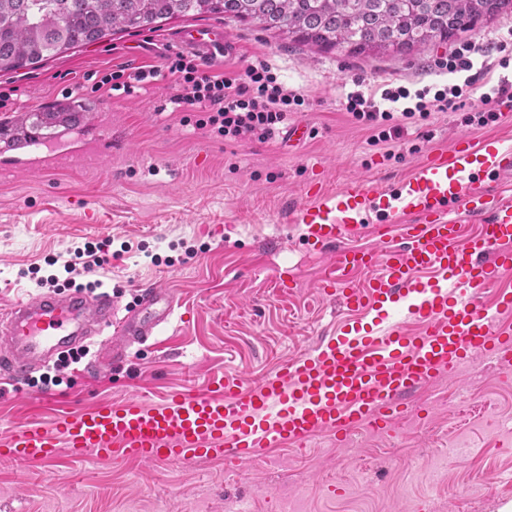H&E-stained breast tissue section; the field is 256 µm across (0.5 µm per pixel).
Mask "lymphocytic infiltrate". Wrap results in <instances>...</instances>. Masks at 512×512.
Segmentation results:
<instances>
[{
	"instance_id": "1",
	"label": "lymphocytic infiltrate",
	"mask_w": 512,
	"mask_h": 512,
	"mask_svg": "<svg viewBox=\"0 0 512 512\" xmlns=\"http://www.w3.org/2000/svg\"><path fill=\"white\" fill-rule=\"evenodd\" d=\"M492 52L497 55L496 67H512V29L500 35L493 46L466 41L435 58V73L452 77L441 89L434 91L425 86L412 90L388 79L380 96L349 93L345 110L353 123L372 131L374 142L392 140L401 136L404 124H418L431 113L464 111L479 79L473 71L474 59ZM158 77L169 81L174 91L172 104L198 112V129L229 141H268L288 113L300 111L305 103L304 96L285 89L271 66L262 60L242 69L206 71L196 58L178 52L165 55L162 65L140 70L135 80ZM106 260L103 246L87 243L75 247L62 263L63 275L38 278L36 285L55 288L62 282L74 284L76 277L102 266Z\"/></svg>"
}]
</instances>
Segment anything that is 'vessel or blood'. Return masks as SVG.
Listing matches in <instances>:
<instances>
[{"instance_id": "vessel-or-blood-1", "label": "vessel or blood", "mask_w": 512, "mask_h": 512, "mask_svg": "<svg viewBox=\"0 0 512 512\" xmlns=\"http://www.w3.org/2000/svg\"><path fill=\"white\" fill-rule=\"evenodd\" d=\"M175 41L212 64L234 43L220 27H186ZM512 173V151L490 139L456 137L433 152L398 191L357 180L327 195L312 188L297 210L315 249L336 245L329 274L318 282L353 318L322 336L307 353L284 360L262 379L238 372L201 390H171L158 399L132 395L97 401L0 437V461L56 470L61 457L166 462L182 467L222 458L248 466L267 449L303 447L319 434L346 442L354 432H391L414 414L409 394L475 361L511 362L512 292L484 309L480 289L512 272V197L487 192V181ZM374 211L376 246L356 242V216ZM479 225L465 234L462 220ZM417 324L407 333L396 312ZM174 313L168 290L140 292L139 307L120 314L110 292L42 293L17 301L0 321V378L29 377L50 356L117 327L111 355L124 359Z\"/></svg>"}]
</instances>
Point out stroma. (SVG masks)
<instances>
[{
  "instance_id": "1",
  "label": "stroma",
  "mask_w": 512,
  "mask_h": 512,
  "mask_svg": "<svg viewBox=\"0 0 512 512\" xmlns=\"http://www.w3.org/2000/svg\"><path fill=\"white\" fill-rule=\"evenodd\" d=\"M177 19L155 31L116 34L46 60L38 69L0 75L8 105L0 120L61 102L90 101L93 121L51 149L16 150L19 158L70 151L65 164L0 172V314L38 294L49 259L84 243H105L109 261L81 283L109 291L131 306L142 288L157 285L174 298L175 314L154 336L133 345L134 361L89 367L100 352L62 369L48 385L54 405L36 400L29 381L0 383V436L51 407L77 410L98 400L158 396L172 388L202 389L227 371L256 381L283 360L308 352L342 317L316 284L330 256L312 250L294 211L317 185L332 193L346 181L394 189L433 151L459 134L496 136L512 147V111L484 127L463 112H435L420 130L390 144L345 112L353 80L377 92L389 76L409 88L443 86L425 65L447 44L402 56L350 57L267 31L258 23L224 21L236 45L228 58L242 66L269 62L280 82L306 97L289 116L307 138L228 143L205 137L182 113L160 109L165 80L138 83L129 96L99 89L119 64L128 75L158 64L186 27ZM111 149L90 143L102 131ZM296 285L274 286L276 271ZM412 405H431L427 419H408L394 432L355 433L337 444L323 435L303 448H272L237 471L221 459L176 465L60 461L55 475L0 462V512H512V365L481 362L416 392ZM464 440L469 453L452 458Z\"/></svg>"
}]
</instances>
